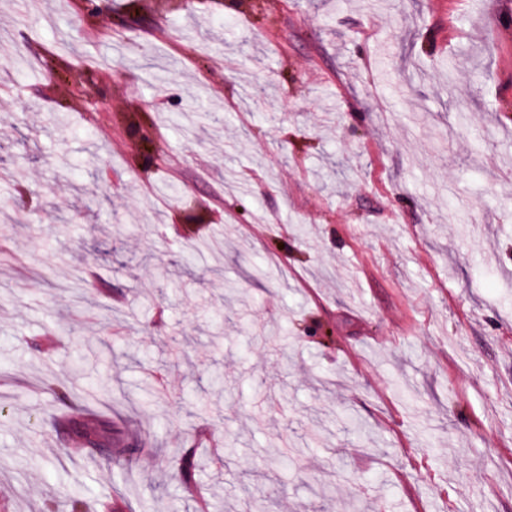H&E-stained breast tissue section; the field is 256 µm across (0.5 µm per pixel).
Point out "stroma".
<instances>
[{
  "instance_id": "35a3bbf8",
  "label": "stroma",
  "mask_w": 512,
  "mask_h": 512,
  "mask_svg": "<svg viewBox=\"0 0 512 512\" xmlns=\"http://www.w3.org/2000/svg\"><path fill=\"white\" fill-rule=\"evenodd\" d=\"M77 3L0 0L7 512H512V0ZM69 434L74 432L82 441L83 447L95 455H106L112 464L120 469L129 467L136 458L138 448H118L120 431L105 415H86L81 420L69 418L67 428Z\"/></svg>"
}]
</instances>
